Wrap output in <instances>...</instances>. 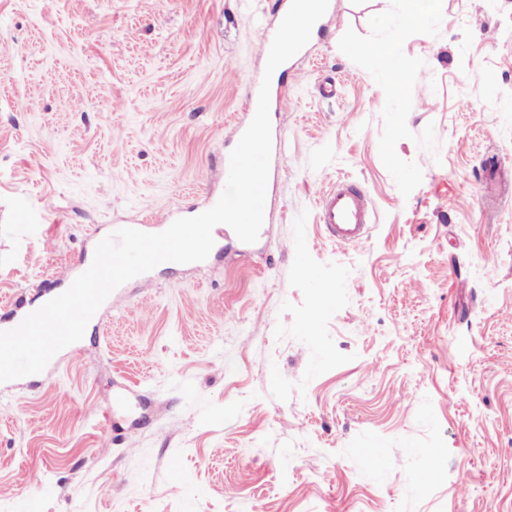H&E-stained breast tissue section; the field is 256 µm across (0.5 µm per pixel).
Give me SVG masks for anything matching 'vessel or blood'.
Masks as SVG:
<instances>
[{
    "mask_svg": "<svg viewBox=\"0 0 512 512\" xmlns=\"http://www.w3.org/2000/svg\"><path fill=\"white\" fill-rule=\"evenodd\" d=\"M371 219L368 200L347 180L320 190L318 221L339 244H361L367 239Z\"/></svg>",
    "mask_w": 512,
    "mask_h": 512,
    "instance_id": "b4317fda",
    "label": "vessel or blood"
}]
</instances>
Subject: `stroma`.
I'll return each instance as SVG.
<instances>
[{
    "label": "stroma",
    "mask_w": 512,
    "mask_h": 512,
    "mask_svg": "<svg viewBox=\"0 0 512 512\" xmlns=\"http://www.w3.org/2000/svg\"><path fill=\"white\" fill-rule=\"evenodd\" d=\"M332 3L281 72L257 241L125 282L0 384V512H512V0ZM276 5L0 0V325L113 226L222 195ZM344 177L361 245L318 222ZM438 2L439 0H406L404 22L414 26L428 24L436 16ZM377 63L379 77L388 84H407L411 76L400 73L397 60L396 48L393 39L388 38L379 45L371 48ZM370 219L365 194L349 180L336 181L319 191L318 222L336 243H364L368 239Z\"/></svg>",
    "instance_id": "stroma-1"
}]
</instances>
